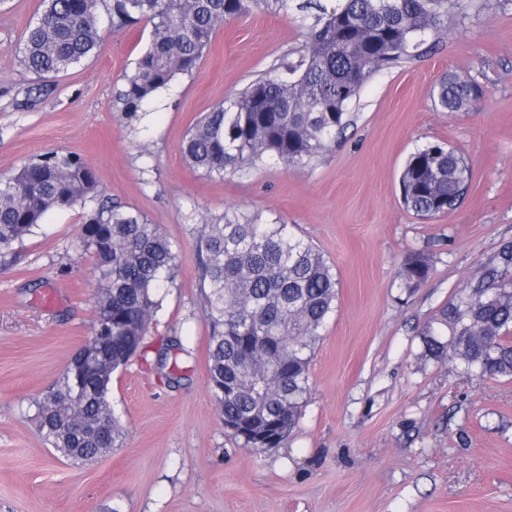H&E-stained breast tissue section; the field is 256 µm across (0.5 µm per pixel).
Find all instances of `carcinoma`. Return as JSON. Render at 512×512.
<instances>
[{"label":"carcinoma","instance_id":"1","mask_svg":"<svg viewBox=\"0 0 512 512\" xmlns=\"http://www.w3.org/2000/svg\"><path fill=\"white\" fill-rule=\"evenodd\" d=\"M288 0H40L21 38V64L43 81L95 55L101 29L150 25L146 49L124 76L123 111L148 112L159 94L197 69L217 28L256 8L276 13ZM465 0H340L309 24L304 53L282 62L218 104L187 131L185 162L212 179L266 160L304 166L331 150L351 124L348 107L378 69L409 57L421 37L443 29ZM483 95L473 81L447 74L437 102L468 112ZM470 167L455 149L430 144L411 155L400 177L403 202L431 218L461 201ZM93 168L74 153L44 156L0 179V251L34 232L52 211L88 201L79 248L93 258L95 323L112 321V370L143 344L158 290L173 282L177 253L160 225L140 212L101 198ZM200 279L209 324L208 378L224 428L250 449L277 448L293 431L310 391L316 343L335 311L336 274L323 254L276 222L242 223L234 215L206 225ZM421 253L402 264L399 286L412 291L431 275ZM427 355L453 353L464 372L512 378V244L479 268L437 326L423 333ZM177 338L158 351L155 371L168 385L181 377L169 365ZM48 444L86 462L117 448L125 430L112 410L110 382L88 373L81 388L66 372L56 389L35 402Z\"/></svg>","mask_w":512,"mask_h":512}]
</instances>
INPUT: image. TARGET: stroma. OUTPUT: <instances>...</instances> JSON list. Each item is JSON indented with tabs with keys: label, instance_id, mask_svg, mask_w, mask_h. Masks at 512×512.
Returning a JSON list of instances; mask_svg holds the SVG:
<instances>
[{
	"label": "stroma",
	"instance_id": "1",
	"mask_svg": "<svg viewBox=\"0 0 512 512\" xmlns=\"http://www.w3.org/2000/svg\"><path fill=\"white\" fill-rule=\"evenodd\" d=\"M299 2L225 23L194 74L137 120L117 95L149 26L105 29L96 56L27 108L18 46L40 0H0V175L79 154L113 201L160 225L178 252L140 352L112 375L123 444L87 464L49 446L33 408L95 320L93 259L78 249L85 208L49 214L0 252V512H512V378L456 370L427 356L421 336L512 242V0L493 11L469 0L418 55L374 73L344 139L319 161H269L221 180L193 171L181 151L189 127L298 59ZM449 72L482 88L478 110L438 105ZM436 141L467 159L471 178L456 209L426 219L405 208L399 179L410 154ZM227 213L294 225L338 281L301 418L280 447L256 452L227 433L208 382L200 237ZM412 252L433 269L408 293L398 271ZM172 337L184 346L173 388L153 370Z\"/></svg>",
	"mask_w": 512,
	"mask_h": 512
}]
</instances>
